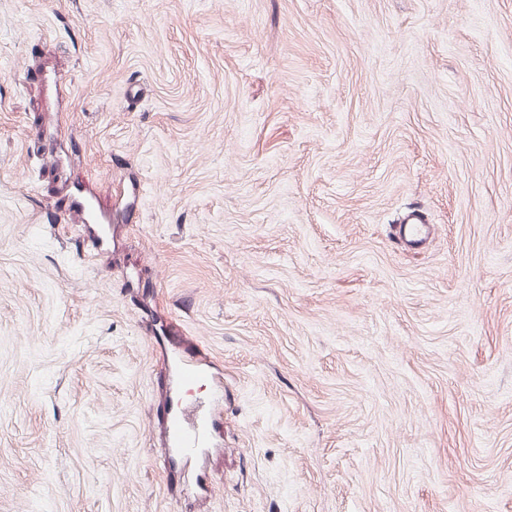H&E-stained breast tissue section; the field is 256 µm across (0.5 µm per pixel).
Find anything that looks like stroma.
I'll list each match as a JSON object with an SVG mask.
<instances>
[{"label": "stroma", "instance_id": "35a3bbf8", "mask_svg": "<svg viewBox=\"0 0 512 512\" xmlns=\"http://www.w3.org/2000/svg\"><path fill=\"white\" fill-rule=\"evenodd\" d=\"M0 512H512V0H0ZM70 210L81 214L82 224L100 223L95 197L87 190H78L70 196ZM428 232V224H424L419 213L412 210L397 226V236L406 245H417L422 242ZM206 364L195 356L179 353L174 364L175 377L180 386H191L208 377ZM224 425V384L214 381L212 405L199 409L185 405L177 393L170 392L166 411L167 447L178 463H194L202 458Z\"/></svg>", "mask_w": 512, "mask_h": 512}]
</instances>
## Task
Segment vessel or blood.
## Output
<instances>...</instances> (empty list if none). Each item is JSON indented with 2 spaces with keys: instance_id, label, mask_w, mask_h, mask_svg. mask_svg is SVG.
<instances>
[{
  "instance_id": "1",
  "label": "vessel or blood",
  "mask_w": 512,
  "mask_h": 512,
  "mask_svg": "<svg viewBox=\"0 0 512 512\" xmlns=\"http://www.w3.org/2000/svg\"><path fill=\"white\" fill-rule=\"evenodd\" d=\"M71 211L80 213L84 223L99 221L94 196L85 189L72 194ZM428 232L419 213L408 212L397 226V236L407 245L422 242ZM175 377L179 385L190 386L207 378L203 360L189 354H178L174 364ZM224 425V384L215 381L210 407L199 409L183 403L178 394H170L166 411L167 446L173 460L193 463L198 461L215 440Z\"/></svg>"
}]
</instances>
